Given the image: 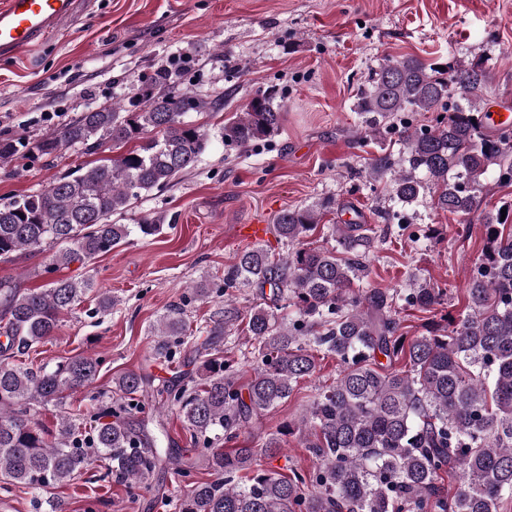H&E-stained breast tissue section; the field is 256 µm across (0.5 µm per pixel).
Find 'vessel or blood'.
<instances>
[{
    "label": "vessel or blood",
    "mask_w": 512,
    "mask_h": 512,
    "mask_svg": "<svg viewBox=\"0 0 512 512\" xmlns=\"http://www.w3.org/2000/svg\"><path fill=\"white\" fill-rule=\"evenodd\" d=\"M91 0H0V57H12L74 19Z\"/></svg>",
    "instance_id": "vessel-or-blood-1"
}]
</instances>
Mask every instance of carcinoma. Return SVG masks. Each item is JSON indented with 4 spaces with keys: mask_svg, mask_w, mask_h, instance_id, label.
I'll list each match as a JSON object with an SVG mask.
<instances>
[{
    "mask_svg": "<svg viewBox=\"0 0 512 512\" xmlns=\"http://www.w3.org/2000/svg\"><path fill=\"white\" fill-rule=\"evenodd\" d=\"M438 66L413 56L387 61L358 87L355 110L362 141L398 133L403 146L398 160L387 152L371 159L369 181L390 177L391 201L402 208L429 197L434 208L465 217L478 208L487 175L512 184V128L485 125L480 101L491 75L483 62L450 57ZM209 109L163 68L140 80L134 95L83 112L36 142L0 141V163L22 148L56 158L73 147L94 153L139 142L0 204V259L64 243L53 261L85 265L135 231L160 233L162 216L118 220L132 201L201 159L209 135L188 114ZM284 112L274 90H256L224 124V144L274 137ZM420 112L431 113L429 123L414 124ZM335 207L327 198L280 212L274 232L287 253L275 259L248 248L224 270V292L253 287L258 303L243 311L225 298L210 343L197 351L198 378L184 374L165 386L190 448L162 446L154 431L162 421L144 415L141 400L149 379L135 371L112 380L90 432L65 416L52 428L36 422L38 408L89 386L99 362L79 355L33 370L15 363V354L54 335L61 314L92 292L94 281L71 277L26 291L0 281V483L69 482L96 455L129 489L157 471L190 479L175 512H496L501 497L512 496V231L504 233L501 209L482 215L485 244L463 311L408 338L399 310L434 313L445 289L419 280L408 288L361 284L362 256L376 235L368 224L331 225L332 248L305 244ZM280 306L294 316L278 317ZM240 321L257 363L243 387L235 366L215 356L219 338ZM154 333L155 354L175 359L186 338L183 308H169ZM325 358L336 360V380L319 390L306 415L258 448L238 446L240 430L288 400ZM288 435L318 461L317 470L285 475L257 463L282 456ZM200 470L212 478L193 479ZM445 475L456 482L451 494L440 486Z\"/></svg>",
    "mask_w": 512,
    "mask_h": 512,
    "instance_id": "cac0c4a2",
    "label": "carcinoma"
}]
</instances>
